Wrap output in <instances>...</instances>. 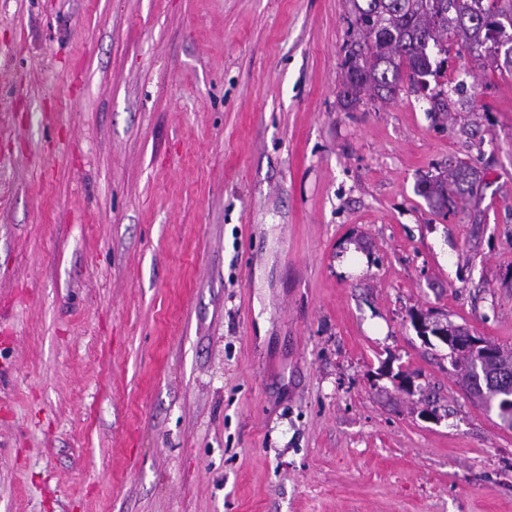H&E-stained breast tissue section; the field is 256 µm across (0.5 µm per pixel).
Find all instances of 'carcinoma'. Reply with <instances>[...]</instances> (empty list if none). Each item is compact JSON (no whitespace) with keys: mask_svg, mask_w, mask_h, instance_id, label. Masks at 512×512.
Here are the masks:
<instances>
[{"mask_svg":"<svg viewBox=\"0 0 512 512\" xmlns=\"http://www.w3.org/2000/svg\"><path fill=\"white\" fill-rule=\"evenodd\" d=\"M359 40L343 46L346 69L342 104L354 109L363 98L387 102L401 83L419 85L433 74L432 49L448 53V45L476 58L498 59L499 46L512 44V5L501 0H350ZM482 179L464 161L418 184V193L439 213L478 197ZM463 386L486 407L496 406L501 420L512 426V353L497 350L493 358L463 355Z\"/></svg>","mask_w":512,"mask_h":512,"instance_id":"carcinoma-1","label":"carcinoma"}]
</instances>
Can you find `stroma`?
Segmentation results:
<instances>
[{
  "label": "stroma",
  "instance_id": "stroma-1",
  "mask_svg": "<svg viewBox=\"0 0 512 512\" xmlns=\"http://www.w3.org/2000/svg\"><path fill=\"white\" fill-rule=\"evenodd\" d=\"M348 0H0V512H512V74L343 109ZM465 160L477 202L425 177ZM482 179L478 169L464 161L449 165L444 174L426 179L418 184V193L430 207L447 214L457 203L472 201L478 197ZM415 324L419 330L432 328L433 325L439 324L440 327L433 337L450 347L454 346L456 350L470 351L462 356L464 360L463 386L467 392L479 397L486 407L490 408L495 404L501 420L511 427L512 414L505 415L504 405L508 402L509 408H512V353H505L500 347L493 344L497 351L494 358L475 357L473 353L480 352L482 355H489L493 351L490 344L483 338L472 336L469 333V336L454 339L453 336H448V329L442 327L441 322L430 323L426 318L420 316H416Z\"/></svg>",
  "mask_w": 512,
  "mask_h": 512
}]
</instances>
